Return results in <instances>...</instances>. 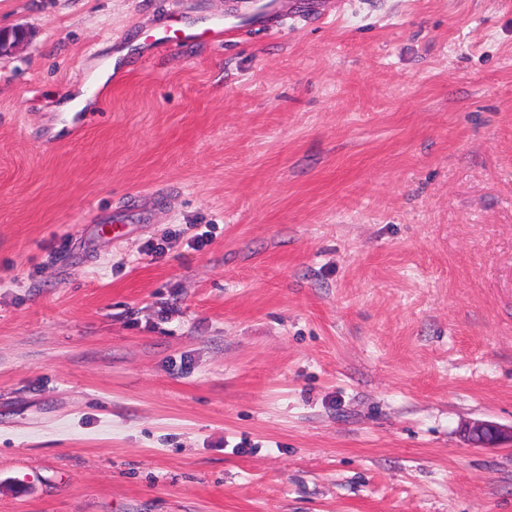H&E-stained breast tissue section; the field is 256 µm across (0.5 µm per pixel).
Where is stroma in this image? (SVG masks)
<instances>
[{
    "label": "stroma",
    "mask_w": 512,
    "mask_h": 512,
    "mask_svg": "<svg viewBox=\"0 0 512 512\" xmlns=\"http://www.w3.org/2000/svg\"><path fill=\"white\" fill-rule=\"evenodd\" d=\"M224 2L0 0V512H512L461 433L512 426V0H325L59 111Z\"/></svg>",
    "instance_id": "35a3bbf8"
}]
</instances>
